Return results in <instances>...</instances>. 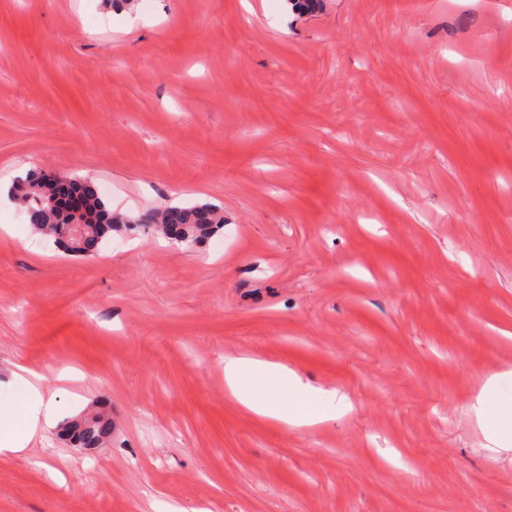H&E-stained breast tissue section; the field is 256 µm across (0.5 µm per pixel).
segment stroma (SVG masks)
<instances>
[{
  "label": "stroma",
  "mask_w": 512,
  "mask_h": 512,
  "mask_svg": "<svg viewBox=\"0 0 512 512\" xmlns=\"http://www.w3.org/2000/svg\"><path fill=\"white\" fill-rule=\"evenodd\" d=\"M287 7L0 0V187L224 214L79 259L0 197V402L23 366L66 420L112 411L107 447L54 426L0 457V512H512L474 413L512 371V0ZM230 356L353 409L248 414ZM151 224L174 243L201 241L224 224V215L214 206H167L151 214Z\"/></svg>",
  "instance_id": "35a3bbf8"
}]
</instances>
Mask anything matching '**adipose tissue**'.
I'll use <instances>...</instances> for the list:
<instances>
[{"label": "adipose tissue", "instance_id": "adipose-tissue-1", "mask_svg": "<svg viewBox=\"0 0 512 512\" xmlns=\"http://www.w3.org/2000/svg\"><path fill=\"white\" fill-rule=\"evenodd\" d=\"M503 375L485 380L474 405L480 427L494 447H512V391L504 390ZM224 384L229 394L248 411L279 421L287 427L309 428L349 407L345 395L305 384L292 369L255 357H230L224 361ZM288 391L299 408H284L279 391ZM53 402L46 399L38 381H30L29 396L20 410L22 429L0 435V456L22 454L42 427L53 423Z\"/></svg>", "mask_w": 512, "mask_h": 512}]
</instances>
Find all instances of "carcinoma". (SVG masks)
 <instances>
[{"label":"carcinoma","instance_id":"carcinoma-1","mask_svg":"<svg viewBox=\"0 0 512 512\" xmlns=\"http://www.w3.org/2000/svg\"><path fill=\"white\" fill-rule=\"evenodd\" d=\"M9 198L23 208L31 229L50 238L71 255L93 257L114 231H134L139 218L112 213L107 203L87 180L71 178L66 187L45 173L30 170L16 178L8 189ZM81 220L87 227L84 245L72 248V223ZM224 223V215L214 206H167L151 214L156 232L174 243L201 241ZM61 435L79 448H100L112 436V418L105 407L62 425Z\"/></svg>","mask_w":512,"mask_h":512}]
</instances>
